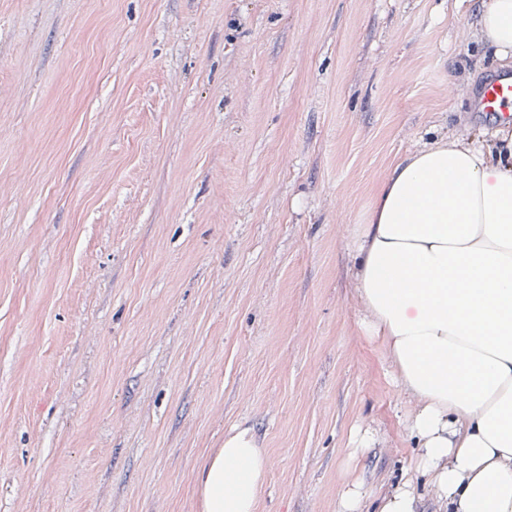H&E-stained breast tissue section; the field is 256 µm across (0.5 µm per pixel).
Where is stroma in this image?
I'll use <instances>...</instances> for the list:
<instances>
[{"instance_id":"1","label":"stroma","mask_w":512,"mask_h":512,"mask_svg":"<svg viewBox=\"0 0 512 512\" xmlns=\"http://www.w3.org/2000/svg\"><path fill=\"white\" fill-rule=\"evenodd\" d=\"M488 0H0V512H256L410 477L347 245L390 167L498 122ZM512 105V75L504 73L491 74L482 84L477 108L494 117L512 116L509 106ZM267 463L247 430L224 439V448L200 468L197 480L203 512H256Z\"/></svg>"}]
</instances>
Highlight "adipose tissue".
<instances>
[{
    "label": "adipose tissue",
    "instance_id": "obj_1",
    "mask_svg": "<svg viewBox=\"0 0 512 512\" xmlns=\"http://www.w3.org/2000/svg\"><path fill=\"white\" fill-rule=\"evenodd\" d=\"M479 22L512 59V0ZM351 247L362 324L417 405V471L442 512H512V137L394 164ZM266 468L248 431L228 435L198 472L202 512H256Z\"/></svg>",
    "mask_w": 512,
    "mask_h": 512
}]
</instances>
